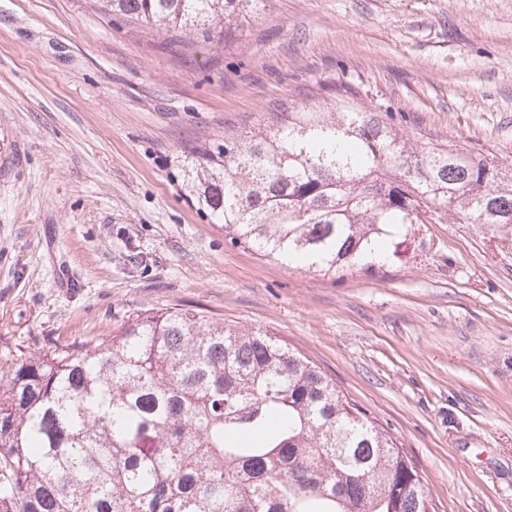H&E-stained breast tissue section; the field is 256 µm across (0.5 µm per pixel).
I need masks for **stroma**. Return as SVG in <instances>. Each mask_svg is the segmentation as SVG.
<instances>
[{"label": "stroma", "mask_w": 512, "mask_h": 512, "mask_svg": "<svg viewBox=\"0 0 512 512\" xmlns=\"http://www.w3.org/2000/svg\"><path fill=\"white\" fill-rule=\"evenodd\" d=\"M329 78L419 146L512 164V0H262L186 45L95 0H0V366L202 310L332 378L436 512H512V242L417 224L401 260L325 279L232 246L181 187L184 150Z\"/></svg>", "instance_id": "35a3bbf8"}]
</instances>
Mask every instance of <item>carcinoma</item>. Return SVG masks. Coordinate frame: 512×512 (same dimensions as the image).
Masks as SVG:
<instances>
[{
    "mask_svg": "<svg viewBox=\"0 0 512 512\" xmlns=\"http://www.w3.org/2000/svg\"><path fill=\"white\" fill-rule=\"evenodd\" d=\"M210 41L256 0H99ZM358 84L317 81L245 134L183 154L233 246L320 276L399 258L415 224L512 236V165L420 147ZM396 440L275 336L203 311L20 352L0 373V512H426Z\"/></svg>",
    "mask_w": 512,
    "mask_h": 512,
    "instance_id": "cac0c4a2",
    "label": "carcinoma"
}]
</instances>
